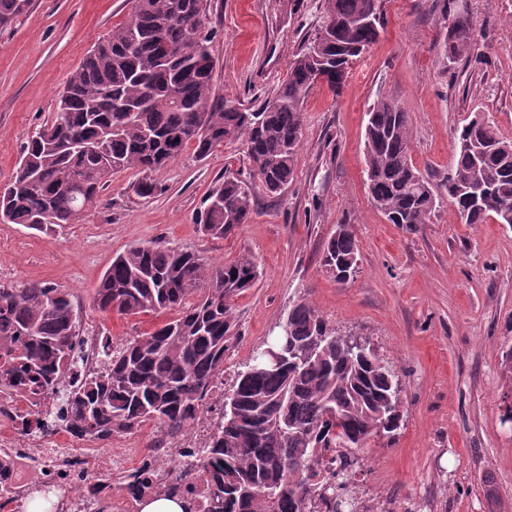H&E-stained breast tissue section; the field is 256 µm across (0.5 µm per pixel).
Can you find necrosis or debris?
I'll list each match as a JSON object with an SVG mask.
<instances>
[{
    "label": "necrosis or debris",
    "instance_id": "4bbe7bcc",
    "mask_svg": "<svg viewBox=\"0 0 512 512\" xmlns=\"http://www.w3.org/2000/svg\"><path fill=\"white\" fill-rule=\"evenodd\" d=\"M59 399L51 394L41 399L39 406L0 391V462L10 469L8 484H0V512H24V503L32 495H55L59 512H97L85 484L77 476L86 472L90 457H98L101 466L111 468L114 476L126 473L131 456L114 457L95 454L92 444L66 447L60 445L59 427L53 411ZM39 409L45 430H33L21 435L13 431L8 418L19 412Z\"/></svg>",
    "mask_w": 512,
    "mask_h": 512
}]
</instances>
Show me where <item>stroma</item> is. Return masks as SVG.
<instances>
[{"instance_id":"1","label":"stroma","mask_w":512,"mask_h":512,"mask_svg":"<svg viewBox=\"0 0 512 512\" xmlns=\"http://www.w3.org/2000/svg\"><path fill=\"white\" fill-rule=\"evenodd\" d=\"M0 27V188L24 143L50 121L67 79L92 45L128 18L129 0H31ZM378 41L344 87L319 84L303 105L291 183L254 190L255 214L234 237L211 240L195 217L225 176L249 180L241 143L211 156L193 148L154 172L160 190L137 196L135 171L115 174L91 212L45 233L0 223V285L33 280L68 289L81 326L113 343L152 331L161 315L126 317L93 305L114 254L153 242L216 264L248 254L260 277L233 302L237 335L224 359L232 384L254 349L308 296L339 334L366 338L402 379L404 424L394 446L360 451L358 493L390 512H512V226L465 224L449 202L416 229L388 223L366 189L365 114L378 98L408 112L415 166L433 185L448 175L457 128L489 115L512 138V0H381ZM468 16L471 60L449 57L448 24ZM324 21V0H214L217 97L257 108ZM352 225L359 270L337 284L320 265L324 240Z\"/></svg>"}]
</instances>
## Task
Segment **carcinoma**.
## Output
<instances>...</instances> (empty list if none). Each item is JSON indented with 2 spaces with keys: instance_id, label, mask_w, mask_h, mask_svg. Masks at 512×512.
I'll return each instance as SVG.
<instances>
[{
  "instance_id": "obj_1",
  "label": "carcinoma",
  "mask_w": 512,
  "mask_h": 512,
  "mask_svg": "<svg viewBox=\"0 0 512 512\" xmlns=\"http://www.w3.org/2000/svg\"><path fill=\"white\" fill-rule=\"evenodd\" d=\"M31 0H0V26ZM330 30L289 62L286 77L257 111L215 97L216 60L209 28L212 0H132L131 14L92 47L71 73L55 115L23 147L0 190V215L41 232L75 224L98 203L116 173L135 170V191H157L148 173L189 145L199 158L228 141L246 149L253 177L269 195L294 177L303 104L323 83L336 93L353 60L377 40L355 26L381 20L380 0H325ZM474 30L455 17L448 55L471 52ZM366 173L371 201L391 224L429 222L440 198L465 224L495 218L512 204V138L475 114L456 133L448 177L436 189L414 165L409 114L381 98L367 112ZM200 233L224 240L254 214L252 187L236 177L212 191ZM349 224L326 240L321 265L344 285L358 269ZM258 278L252 256L216 265L196 252L137 243L112 258L93 296L101 312L176 316L120 345L105 341L103 371L81 373L75 336L80 307L50 282L0 286V385L36 403L63 391L55 418L77 440L107 447L148 422L173 439L205 415L235 335L231 301ZM194 295L197 300L186 303ZM278 335L253 352L203 448L173 459L178 478L155 477L150 456L123 476L134 501L179 498L184 512H357L351 474L356 452L380 439L391 446L404 419L399 376L374 349L358 352L303 296Z\"/></svg>"
}]
</instances>
